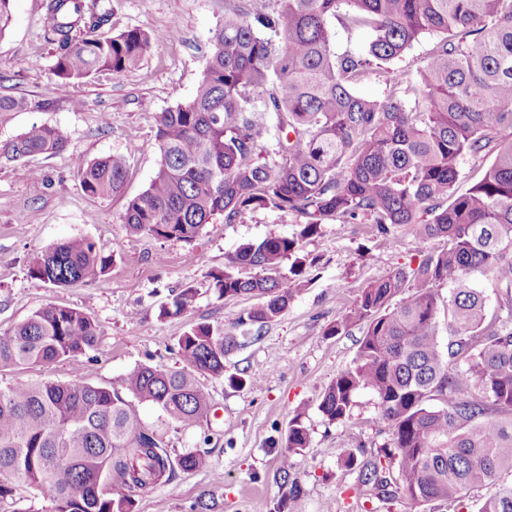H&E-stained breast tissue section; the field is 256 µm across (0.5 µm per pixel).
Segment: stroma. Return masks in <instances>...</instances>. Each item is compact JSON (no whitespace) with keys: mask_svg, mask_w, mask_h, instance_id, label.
Returning a JSON list of instances; mask_svg holds the SVG:
<instances>
[{"mask_svg":"<svg viewBox=\"0 0 512 512\" xmlns=\"http://www.w3.org/2000/svg\"><path fill=\"white\" fill-rule=\"evenodd\" d=\"M45 5L46 0H12V21L0 34V95L29 103L24 110L0 112V142L32 125L48 124L63 133L67 147L50 157L0 159V334L49 304L86 310L104 334L84 355L52 368L0 370V387L46 378L110 387L141 363L179 366L177 341L191 324L218 323L228 335H241L236 320L257 305V298L216 299L209 291L210 275L223 269L226 256L240 244L292 234L297 219L266 210L242 224L219 218L189 244L130 236L119 216L127 199L144 191L159 167L157 116L194 96L212 32L224 18V0H105L108 34L140 29L161 35L173 24L181 34L161 36L123 74L99 70L79 83L54 73ZM124 152L129 174L123 194L107 199L87 195L75 174L77 163ZM36 171L41 174L37 180L32 177ZM376 233L371 224L328 220L319 236L304 242V254L314 260L304 287L282 316L226 358L228 372H261L260 383L237 389L204 378L211 410L200 425L188 429L153 406L135 403L171 455L198 449L210 458L205 469L177 472L170 481L140 492L135 512H195L201 500L211 512H253L261 502L276 506L281 496L275 480L281 453L276 441L297 415L310 436L309 447L292 457L305 492L303 512H477L484 494L480 488L467 492L460 504L414 506L384 500L357 484L343 465L345 455L355 448L377 452L391 438L370 391L355 396L346 421L329 422L318 409L329 384L351 364L362 336L358 327L336 336L324 335V328L349 312L367 282L416 268L430 249L407 224L391 227L382 249L375 246ZM76 237L95 240L111 256L107 275L70 288L29 276L37 252ZM189 252L194 261L186 260ZM187 286L198 291L194 307L178 317H160L171 290Z\"/></svg>","mask_w":512,"mask_h":512,"instance_id":"35a3bbf8","label":"stroma"}]
</instances>
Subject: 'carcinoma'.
Segmentation results:
<instances>
[{"mask_svg":"<svg viewBox=\"0 0 512 512\" xmlns=\"http://www.w3.org/2000/svg\"><path fill=\"white\" fill-rule=\"evenodd\" d=\"M109 17L99 0H47L57 77L79 82L98 69L120 75L141 60L155 37L138 29L105 37ZM331 18L370 30L372 39L362 51L336 52ZM427 32L439 40L424 66L400 65ZM369 74L385 76L383 98L354 90ZM65 144L58 128L33 125L0 144V157L50 156ZM156 146L158 171L120 216L129 234L190 243L218 216L226 224L259 210L299 218L291 235L241 244L210 274L218 300L262 299L240 314V327L261 328L287 310L310 266L303 242L326 220L376 225L378 248L397 224L441 242L417 268L366 284L345 317L325 328L326 336L357 324L364 332L318 409L342 422L357 393L376 395L390 443L367 462L351 450L344 465L384 497L418 505L477 487L486 489L478 512H512V484L499 482L501 471L512 470V326L488 316L484 291L470 280L490 273L512 312V0H224L196 94L160 114ZM481 154L494 161L458 192L461 163ZM76 176L90 196L117 195L127 158L80 164ZM111 265L96 241L81 237L43 248L29 274L67 288ZM246 269L256 273L245 276ZM196 297L183 288L160 315L181 316ZM441 312L455 336L445 347ZM101 336L88 312L50 304L0 336V369L50 368ZM237 345L223 327L199 322L178 338L183 366L139 364L118 388L51 380L0 388V500L19 481L49 512H134L135 496L169 481L175 468H206L204 451L171 458L127 397L194 427L211 406L198 376L224 377ZM259 381L246 370L227 376L234 388ZM309 443L299 415L277 441L289 512H299L303 498L291 456ZM393 466L394 484L386 476Z\"/></svg>","mask_w":512,"mask_h":512,"instance_id":"1","label":"carcinoma"}]
</instances>
